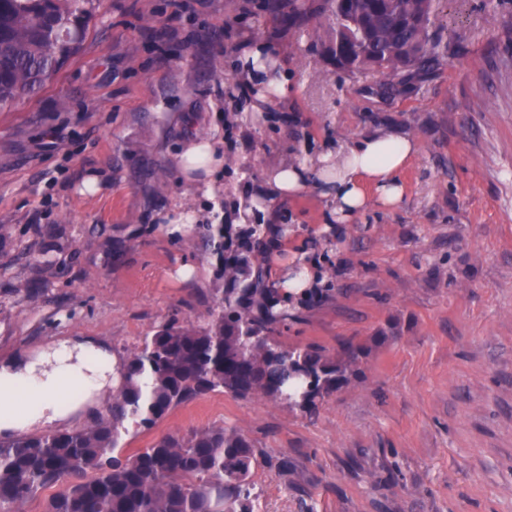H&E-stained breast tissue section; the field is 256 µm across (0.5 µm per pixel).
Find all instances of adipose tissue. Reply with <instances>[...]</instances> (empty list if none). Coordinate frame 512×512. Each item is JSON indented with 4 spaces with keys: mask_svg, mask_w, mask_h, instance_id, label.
<instances>
[{
    "mask_svg": "<svg viewBox=\"0 0 512 512\" xmlns=\"http://www.w3.org/2000/svg\"><path fill=\"white\" fill-rule=\"evenodd\" d=\"M243 82L262 81L276 95L288 94V78L275 52L260 45L244 47ZM410 134L380 126L349 143L327 148L317 158L285 161L267 168L260 196L285 200L318 180L329 200V223L348 224L377 203L397 205L403 187L397 175L418 154ZM224 162L221 140L191 141L179 156L184 172L197 173L204 195L213 192V176ZM259 196V197H260ZM321 270L314 255L297 254L283 274L281 288L291 297L319 285ZM114 357L93 339L66 338L20 354L0 358V439L74 426L112 387Z\"/></svg>",
    "mask_w": 512,
    "mask_h": 512,
    "instance_id": "1",
    "label": "adipose tissue"
}]
</instances>
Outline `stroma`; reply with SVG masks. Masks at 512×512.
Wrapping results in <instances>:
<instances>
[{
    "label": "stroma",
    "mask_w": 512,
    "mask_h": 512,
    "mask_svg": "<svg viewBox=\"0 0 512 512\" xmlns=\"http://www.w3.org/2000/svg\"><path fill=\"white\" fill-rule=\"evenodd\" d=\"M260 0H101L78 54L0 112V358L71 336L119 354L171 318L203 324L217 267L196 235H166L177 204L220 224L270 165L386 125L417 136L405 195L325 226L320 188L272 201L287 227L265 266L322 256L335 298L282 329L290 346L363 347V374L307 414L211 393L127 448L224 425L292 475L258 468V512H512V0H441L448 59L404 93L375 96V72L336 71L267 20ZM273 46L293 85L254 123H225L253 91L235 53ZM219 135L209 198L175 163ZM99 191L90 193L88 177ZM384 342H375L376 333Z\"/></svg>",
    "instance_id": "35a3bbf8"
}]
</instances>
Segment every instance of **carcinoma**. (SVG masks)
I'll use <instances>...</instances> for the list:
<instances>
[{"label":"carcinoma","instance_id":"1","mask_svg":"<svg viewBox=\"0 0 512 512\" xmlns=\"http://www.w3.org/2000/svg\"><path fill=\"white\" fill-rule=\"evenodd\" d=\"M0 0V111L50 81L79 49L99 0ZM439 0H261L270 20L302 38L331 21L336 68L380 74L374 94L398 95L434 71L447 47L431 31ZM217 256L213 292L221 309L205 324L175 318L115 355L108 414L86 426L0 441V512H20L45 495L44 512H255L252 480L261 453L236 428L167 434L125 448V423L154 428L172 409L221 391L261 395L312 414L360 376L363 348L332 354L315 344L288 346L280 328L327 288H307L286 304L261 260L270 250L258 224H201Z\"/></svg>","mask_w":512,"mask_h":512}]
</instances>
